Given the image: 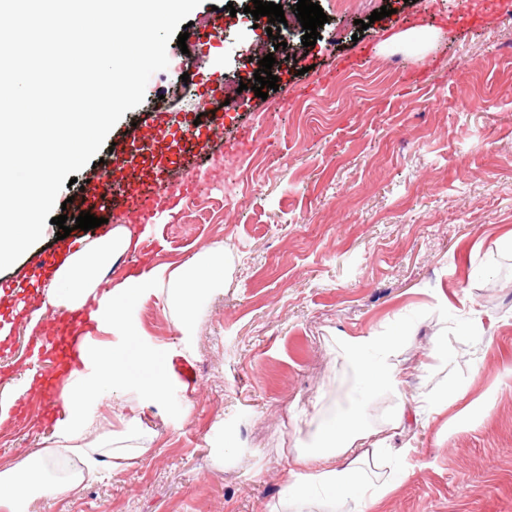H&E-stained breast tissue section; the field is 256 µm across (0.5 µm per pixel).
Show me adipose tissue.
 Listing matches in <instances>:
<instances>
[{"instance_id":"1","label":"adipose tissue","mask_w":512,"mask_h":512,"mask_svg":"<svg viewBox=\"0 0 512 512\" xmlns=\"http://www.w3.org/2000/svg\"><path fill=\"white\" fill-rule=\"evenodd\" d=\"M138 244V238L119 228L92 246L71 252L48 287L50 304L72 313L96 308V331L132 339L137 331L127 316L129 305L154 293L163 296L176 324L186 326L199 296L214 286L223 270V251L209 248L181 265L156 267L129 276L113 285L107 305L97 307L100 272ZM396 344L395 336L378 332L342 338L340 348L355 367L363 392L398 391L401 377L395 362ZM80 359V367L70 370L64 381L62 396L68 416L56 425L54 447L39 449L22 463L0 467V512H26L30 498L36 494L65 496L83 473L95 472L103 459L119 458L126 449L141 447L140 432L133 425L123 434L105 437L99 445H86L84 435L93 422L85 413L84 404L105 389H124L135 366L147 372L137 385L141 395L161 400L168 381L164 374L154 371L152 354L96 342L81 351ZM365 414V402H357L321 436L319 448L309 455L310 460L318 461V468L292 474L290 497L300 501L312 489L323 488L341 497L348 506L347 512H370L386 489L363 471L359 451H384L385 441L376 432L365 430Z\"/></svg>"}]
</instances>
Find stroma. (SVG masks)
<instances>
[{
    "label": "stroma",
    "mask_w": 512,
    "mask_h": 512,
    "mask_svg": "<svg viewBox=\"0 0 512 512\" xmlns=\"http://www.w3.org/2000/svg\"><path fill=\"white\" fill-rule=\"evenodd\" d=\"M317 2L328 17L319 40L303 46L291 29L297 54L275 50L279 88L261 99L239 88L257 41L250 0H202L176 28L185 47L169 41L143 103L59 193L57 216L111 169L135 126L199 111L177 91L182 75L205 63L222 75L224 134L175 174L203 170L204 183L164 205L101 285L131 261L181 264L218 247L224 285L200 299L186 333L162 297L130 306L134 344L153 354L167 393L156 402L131 384L86 411L111 433L136 414L149 448L64 497L33 496L28 512H290L288 469L361 397L336 341L368 332L397 337L402 371L399 392L364 396L368 425L391 447L362 459L392 485L379 512H512V250L500 244L512 236V26L494 12L463 25L462 0H363L348 12ZM229 4L237 14L204 54L198 32ZM384 6L391 16L358 29ZM474 268L483 276L469 277ZM475 311L483 326L466 329ZM52 322V309L25 312L0 338V465L55 441L32 408L53 392L25 386L29 347ZM20 398L30 410L17 416Z\"/></svg>",
    "instance_id": "1"
}]
</instances>
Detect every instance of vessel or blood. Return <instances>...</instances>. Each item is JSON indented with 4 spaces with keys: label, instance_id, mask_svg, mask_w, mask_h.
<instances>
[{
    "label": "vessel or blood",
    "instance_id": "1",
    "mask_svg": "<svg viewBox=\"0 0 512 512\" xmlns=\"http://www.w3.org/2000/svg\"><path fill=\"white\" fill-rule=\"evenodd\" d=\"M197 91L203 111L212 115L209 123H196L195 113L186 112L177 125H170L160 116L139 128L130 138L126 150L116 156L111 170L88 182L75 200V209L93 214L109 209L149 223L156 215L154 200L164 197L174 202L191 193V183L172 182L170 173L183 164L187 154L204 149L224 127V116L216 108L220 100L219 89L205 81L198 84ZM78 247V241L73 240L67 250ZM67 250H54L41 256L32 278L21 285L19 296L37 306L45 304L46 297L39 282L53 274ZM89 334L86 318L70 317L46 330L37 352L42 355L51 351L67 365H79L80 345Z\"/></svg>",
    "mask_w": 512,
    "mask_h": 512
}]
</instances>
